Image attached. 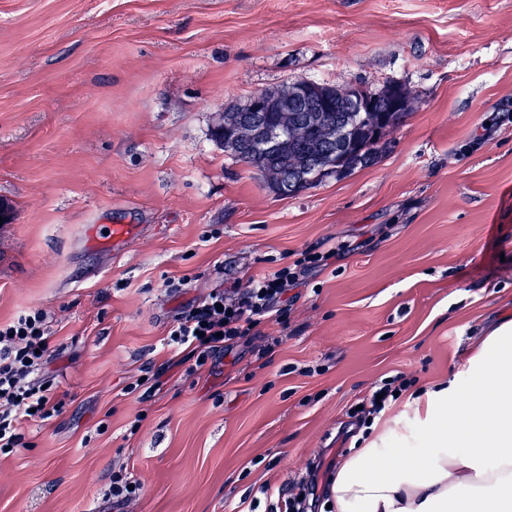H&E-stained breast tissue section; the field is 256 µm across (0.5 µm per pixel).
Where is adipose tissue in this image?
Returning <instances> with one entry per match:
<instances>
[{
	"label": "adipose tissue",
	"mask_w": 512,
	"mask_h": 512,
	"mask_svg": "<svg viewBox=\"0 0 512 512\" xmlns=\"http://www.w3.org/2000/svg\"><path fill=\"white\" fill-rule=\"evenodd\" d=\"M477 405L456 384L413 395L425 448H361L336 468V512H512V320L477 354Z\"/></svg>",
	"instance_id": "adipose-tissue-1"
}]
</instances>
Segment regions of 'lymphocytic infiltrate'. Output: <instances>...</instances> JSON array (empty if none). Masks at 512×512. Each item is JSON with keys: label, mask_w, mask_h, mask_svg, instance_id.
I'll return each mask as SVG.
<instances>
[{"label": "lymphocytic infiltrate", "mask_w": 512, "mask_h": 512, "mask_svg": "<svg viewBox=\"0 0 512 512\" xmlns=\"http://www.w3.org/2000/svg\"><path fill=\"white\" fill-rule=\"evenodd\" d=\"M340 243L322 251H305L291 265L250 277L245 287L225 291L212 288L169 330L166 347L171 357L191 354L196 366H204L212 354L230 349L254 335L256 328L271 320L287 325L289 290L301 285L305 276L322 271L348 252ZM47 315L33 309L0 324V453L22 447V427L46 422L60 408L49 381L40 373L49 353Z\"/></svg>", "instance_id": "f902f5d3"}]
</instances>
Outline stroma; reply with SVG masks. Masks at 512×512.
Returning <instances> with one entry per match:
<instances>
[{
	"mask_svg": "<svg viewBox=\"0 0 512 512\" xmlns=\"http://www.w3.org/2000/svg\"><path fill=\"white\" fill-rule=\"evenodd\" d=\"M295 80L417 103L373 164L281 197L210 129ZM0 198V321L46 312L61 402L0 455V512H279L260 486L314 457L425 447L408 398L365 433L349 407L397 374L474 393L512 319V0H0ZM96 224L140 230L115 253ZM328 239L354 250L290 290L287 327L166 367L211 288Z\"/></svg>",
	"mask_w": 512,
	"mask_h": 512,
	"instance_id": "obj_1",
	"label": "stroma"
}]
</instances>
